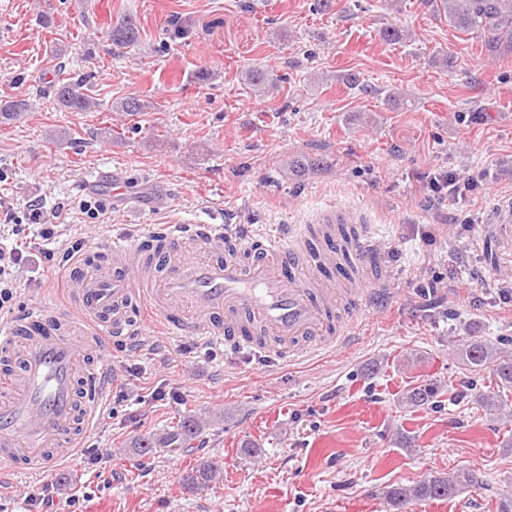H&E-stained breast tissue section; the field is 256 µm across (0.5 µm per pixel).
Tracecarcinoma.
<instances>
[{
    "instance_id": "1",
    "label": "carcinoma",
    "mask_w": 512,
    "mask_h": 512,
    "mask_svg": "<svg viewBox=\"0 0 512 512\" xmlns=\"http://www.w3.org/2000/svg\"><path fill=\"white\" fill-rule=\"evenodd\" d=\"M422 5L436 16L448 17L453 28L482 39L491 60L512 57V0H421ZM109 39L116 45L130 47L139 40L136 21L127 17L112 26ZM252 90L262 95L277 86V80L267 71L255 67L247 74ZM55 97L60 107L71 112H84L93 104L89 95L77 85L67 82L59 85ZM463 364L470 372L489 371L497 388L512 387V351L494 343L471 337L462 352ZM440 396V386L422 380L407 391L406 402L415 407L432 405ZM202 421L184 418L172 427L167 436L153 440L142 438L138 447L148 454L156 448H186L199 433ZM222 470L217 461H206L183 476V481L193 489H207ZM479 485V478L469 469H454L428 476L412 486L395 487L386 491L385 497L395 512H405L408 505L428 499H448L463 490Z\"/></svg>"
}]
</instances>
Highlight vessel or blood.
<instances>
[{"label":"vessel or blood","mask_w":512,"mask_h":512,"mask_svg":"<svg viewBox=\"0 0 512 512\" xmlns=\"http://www.w3.org/2000/svg\"><path fill=\"white\" fill-rule=\"evenodd\" d=\"M344 213L327 211L316 238L286 235L230 237L222 225H198L193 242L206 255H186L178 229L145 234L134 243L113 240L107 265L79 259L64 308L34 307L0 323V465L15 471L56 468L80 448L76 430H89L106 403L111 373L86 356L105 343L134 335V312L147 305L170 336L217 341L291 359L334 349L352 322L335 320L336 295L319 276L335 262L330 244ZM512 228V198L498 201L490 224ZM355 264L351 285L360 299L383 292L388 278L370 231L349 243Z\"/></svg>","instance_id":"b4317fda"}]
</instances>
